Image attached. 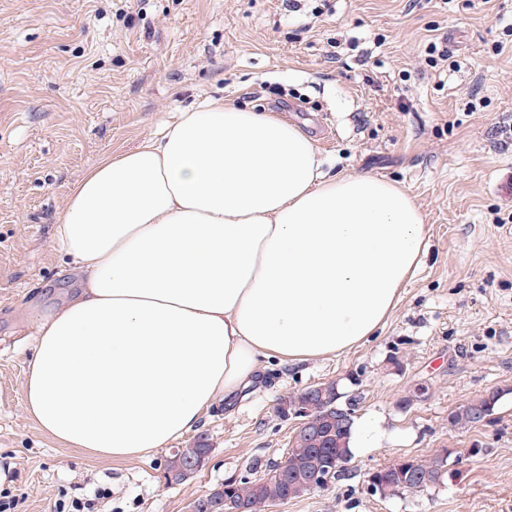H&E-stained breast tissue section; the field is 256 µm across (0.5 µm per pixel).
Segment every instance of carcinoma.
Returning <instances> with one entry per match:
<instances>
[{"mask_svg":"<svg viewBox=\"0 0 512 512\" xmlns=\"http://www.w3.org/2000/svg\"><path fill=\"white\" fill-rule=\"evenodd\" d=\"M501 397L502 391L494 389L470 400L449 414V423L472 426L480 422V417L491 414ZM347 407L356 411L358 399L341 391L335 381L309 386L281 400L279 409L300 410L315 421L313 435H297L291 441L288 478L279 477L275 467L256 461L244 473L224 478L223 483L195 499L190 512H260V508L268 504L286 503L313 491L306 479L310 462L322 467L332 460L339 465L351 461L347 439L352 424L336 421V410ZM208 452L209 444L203 436L198 437L192 447L175 451L164 465L165 484L188 480L190 475L184 468L201 469ZM451 455L452 452L445 448L429 459L398 460L377 469L371 476L384 485L387 496L421 491L444 483L449 463H459V459L453 460Z\"/></svg>","mask_w":512,"mask_h":512,"instance_id":"obj_1","label":"carcinoma"}]
</instances>
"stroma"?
Segmentation results:
<instances>
[{"mask_svg": "<svg viewBox=\"0 0 512 512\" xmlns=\"http://www.w3.org/2000/svg\"><path fill=\"white\" fill-rule=\"evenodd\" d=\"M450 62L429 66L428 44ZM274 112L312 137L324 169L403 186L429 226L417 274L386 325L345 354L263 361L196 433L133 460L56 440L28 414L36 315L80 274L55 228L72 186L105 156L157 136L210 97ZM512 0H0V503L55 512H189L244 471L286 457L298 420L280 398L319 382L362 392L357 417L390 440L336 483L265 512H512ZM426 398L416 401L417 385ZM503 389L488 421L460 404ZM208 435L196 475L169 454ZM444 484L383 497L367 475L441 449Z\"/></svg>", "mask_w": 512, "mask_h": 512, "instance_id": "stroma-1", "label": "stroma"}]
</instances>
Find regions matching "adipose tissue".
Instances as JSON below:
<instances>
[{
	"instance_id": "obj_1",
	"label": "adipose tissue",
	"mask_w": 512,
	"mask_h": 512,
	"mask_svg": "<svg viewBox=\"0 0 512 512\" xmlns=\"http://www.w3.org/2000/svg\"><path fill=\"white\" fill-rule=\"evenodd\" d=\"M322 166L297 125L221 98L104 157L56 227L87 277L38 320L27 412L67 446L139 458L195 430L259 360L376 336L425 218L397 184Z\"/></svg>"
}]
</instances>
